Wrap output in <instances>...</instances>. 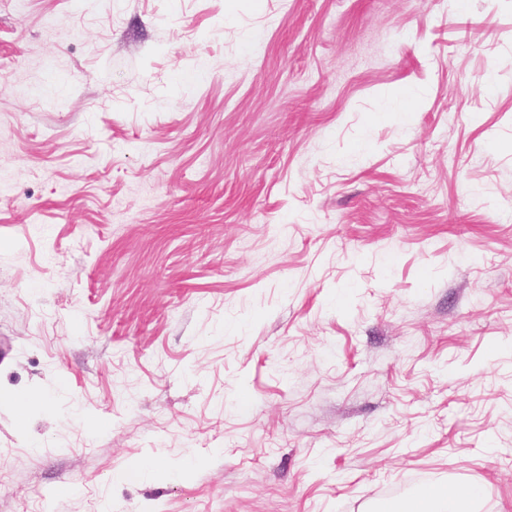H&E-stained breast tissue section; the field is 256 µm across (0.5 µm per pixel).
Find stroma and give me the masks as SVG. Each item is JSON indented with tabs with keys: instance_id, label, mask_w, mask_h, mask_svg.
Masks as SVG:
<instances>
[{
	"instance_id": "35a3bbf8",
	"label": "stroma",
	"mask_w": 512,
	"mask_h": 512,
	"mask_svg": "<svg viewBox=\"0 0 512 512\" xmlns=\"http://www.w3.org/2000/svg\"><path fill=\"white\" fill-rule=\"evenodd\" d=\"M0 469L512 512V0H0ZM432 489L437 497L438 508H432V500L425 494L409 498L403 501L400 512H470L464 510L466 500L472 502V508H476L477 495L472 492V486L454 485L440 487L436 485L425 486Z\"/></svg>"
}]
</instances>
